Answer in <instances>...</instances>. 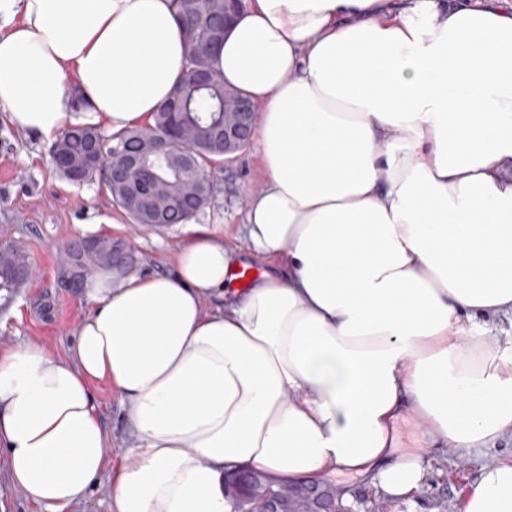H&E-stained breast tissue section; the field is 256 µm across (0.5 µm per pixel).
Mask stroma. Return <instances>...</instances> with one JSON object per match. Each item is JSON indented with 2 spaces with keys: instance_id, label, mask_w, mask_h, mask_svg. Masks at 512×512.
I'll use <instances>...</instances> for the list:
<instances>
[{
  "instance_id": "obj_1",
  "label": "stroma",
  "mask_w": 512,
  "mask_h": 512,
  "mask_svg": "<svg viewBox=\"0 0 512 512\" xmlns=\"http://www.w3.org/2000/svg\"><path fill=\"white\" fill-rule=\"evenodd\" d=\"M49 145L37 133L15 130L0 112V244L20 248L33 267L32 278L14 302L0 309V353L34 342L55 355H69L76 325L89 305L79 290L59 283L61 244L90 233L122 239L136 253L137 273H165L187 236L182 224L159 229L134 223L113 202L102 179L81 186L69 183L52 167ZM211 175L215 193L195 221L224 225L227 235H235L244 221L248 189L263 180L256 143L214 164ZM94 394L101 421L112 433L111 457L119 459L129 430L118 396L106 384L95 385ZM510 456L511 438L465 457L452 448L435 450L426 455V479L412 495L392 497L357 480L351 488L352 506L355 512H370L378 505L386 512H461L462 499L482 469Z\"/></svg>"
}]
</instances>
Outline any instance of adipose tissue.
Returning a JSON list of instances; mask_svg holds the SVG:
<instances>
[{
  "label": "adipose tissue",
  "mask_w": 512,
  "mask_h": 512,
  "mask_svg": "<svg viewBox=\"0 0 512 512\" xmlns=\"http://www.w3.org/2000/svg\"><path fill=\"white\" fill-rule=\"evenodd\" d=\"M176 0H0V110L21 130L116 134L183 80ZM255 108L264 170L227 238L195 224L169 273L89 280L71 356L0 354V447L44 512L130 442L111 512H234L224 475L425 478L410 417L461 454L512 438V0H248L212 54ZM263 264L243 288L235 274ZM461 512H512V458ZM102 423L112 432V448L106 472L93 487L87 499L70 508L69 512H109L112 460L115 463L129 442V430L119 406L117 394L107 384L94 386Z\"/></svg>",
  "instance_id": "ef3b65f1"
}]
</instances>
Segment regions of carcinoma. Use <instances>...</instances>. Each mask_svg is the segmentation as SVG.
<instances>
[{
    "label": "carcinoma",
    "instance_id": "1",
    "mask_svg": "<svg viewBox=\"0 0 512 512\" xmlns=\"http://www.w3.org/2000/svg\"><path fill=\"white\" fill-rule=\"evenodd\" d=\"M245 0L235 4L224 0H178V13L182 35L187 46L186 74L176 96L186 103L180 115L183 126V141L190 150L192 166L198 171L208 172V167L224 158V151L212 146V124L222 118V113L232 111V100L238 96L235 89L224 83V77L210 68L205 46L210 38L209 19L234 7L243 9ZM210 71L213 85L198 89L194 78L197 70ZM169 116L161 109L154 116L153 123L146 128H137L117 135L103 136L92 126H67L53 141L57 146L52 162L57 172L67 181L71 180V168L79 165L87 152L89 140L94 138L102 154L112 161L124 152H137L142 146H150L156 140L167 136ZM150 165L156 175L151 202L142 204L129 194L127 187L112 182L110 166L83 172V178L100 175L107 185L113 201L137 224H146L150 215L156 213L163 224H185L194 218L210 201L214 185L197 203H180L178 199L188 190L193 181L192 171L186 169L183 155L173 151L166 155H152ZM112 242L110 236H102L99 246L73 256L71 249L63 247L60 259V281L67 288L78 283L85 285L90 274H109L113 277L125 275L132 268L112 269ZM31 276V264L26 254L10 244L0 247V292L4 301L23 287Z\"/></svg>",
    "mask_w": 512,
    "mask_h": 512
}]
</instances>
